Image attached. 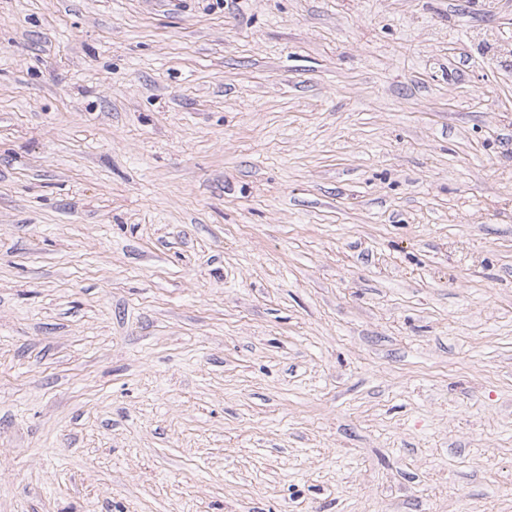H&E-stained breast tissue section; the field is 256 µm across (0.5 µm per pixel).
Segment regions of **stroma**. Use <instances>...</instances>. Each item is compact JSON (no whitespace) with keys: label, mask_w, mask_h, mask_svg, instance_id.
Wrapping results in <instances>:
<instances>
[{"label":"stroma","mask_w":512,"mask_h":512,"mask_svg":"<svg viewBox=\"0 0 512 512\" xmlns=\"http://www.w3.org/2000/svg\"><path fill=\"white\" fill-rule=\"evenodd\" d=\"M0 512H512V0H0Z\"/></svg>","instance_id":"35a3bbf8"}]
</instances>
